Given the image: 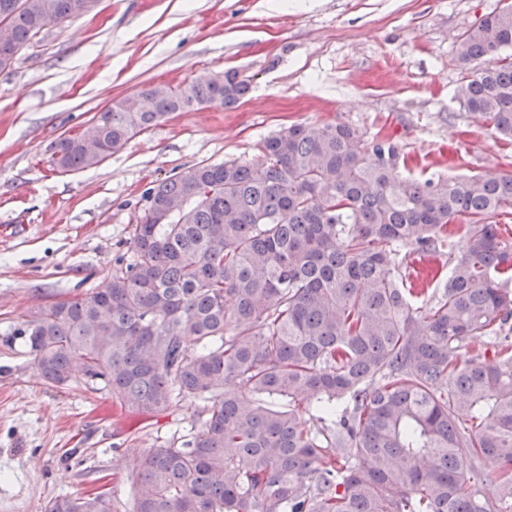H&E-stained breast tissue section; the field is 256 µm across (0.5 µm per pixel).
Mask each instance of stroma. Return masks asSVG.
I'll use <instances>...</instances> for the list:
<instances>
[{
  "label": "stroma",
  "mask_w": 512,
  "mask_h": 512,
  "mask_svg": "<svg viewBox=\"0 0 512 512\" xmlns=\"http://www.w3.org/2000/svg\"><path fill=\"white\" fill-rule=\"evenodd\" d=\"M501 0H100L0 70V512L109 484L131 494L140 452L189 432L181 409L130 414L82 375L46 385L20 336L41 304L100 287L127 252L147 188L200 163L257 158L296 123L400 139L428 173H512V147L455 98L457 37ZM236 70L234 108L177 112L95 168L49 147L110 100Z\"/></svg>",
  "instance_id": "1"
}]
</instances>
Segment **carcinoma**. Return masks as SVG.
<instances>
[{
    "mask_svg": "<svg viewBox=\"0 0 512 512\" xmlns=\"http://www.w3.org/2000/svg\"><path fill=\"white\" fill-rule=\"evenodd\" d=\"M89 2L0 0V70L46 18ZM456 52L460 104L512 141V4ZM248 91L234 70L152 84L137 108L113 101L56 141L50 162L95 167L175 112L233 108ZM405 167L391 136L292 124L256 161L148 188L107 282L38 307L20 335L47 384L78 370L142 415L204 402L179 446L135 460L129 512H512V243L487 223L512 208V174ZM420 252L448 254L449 272L415 285ZM114 509L108 491L44 512Z\"/></svg>",
    "mask_w": 512,
    "mask_h": 512,
    "instance_id": "obj_1",
    "label": "carcinoma"
}]
</instances>
